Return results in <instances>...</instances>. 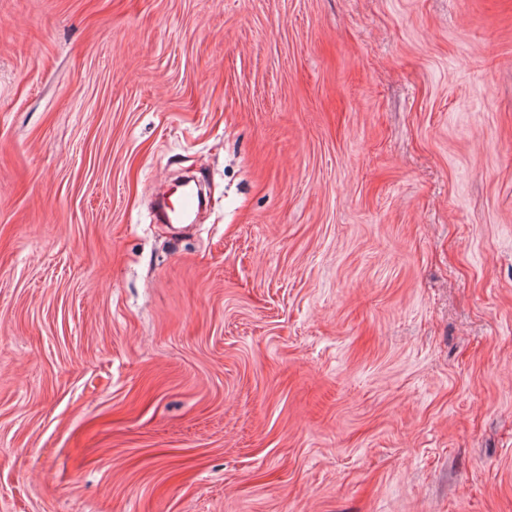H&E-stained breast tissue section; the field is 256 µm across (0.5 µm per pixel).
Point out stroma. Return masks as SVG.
<instances>
[{
	"mask_svg": "<svg viewBox=\"0 0 512 512\" xmlns=\"http://www.w3.org/2000/svg\"><path fill=\"white\" fill-rule=\"evenodd\" d=\"M0 512H512V0H0ZM196 197L192 191L186 189L180 194L176 201L171 203L169 219L171 222L183 223L188 220L194 212Z\"/></svg>",
	"mask_w": 512,
	"mask_h": 512,
	"instance_id": "obj_1",
	"label": "stroma"
}]
</instances>
